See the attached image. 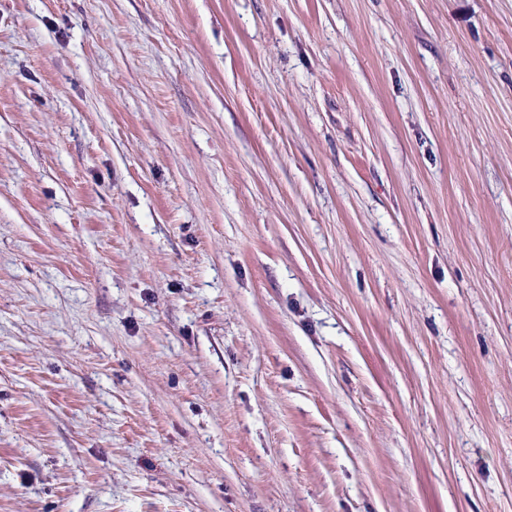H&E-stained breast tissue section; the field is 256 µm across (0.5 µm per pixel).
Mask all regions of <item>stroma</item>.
Here are the masks:
<instances>
[{"instance_id":"obj_1","label":"stroma","mask_w":512,"mask_h":512,"mask_svg":"<svg viewBox=\"0 0 512 512\" xmlns=\"http://www.w3.org/2000/svg\"><path fill=\"white\" fill-rule=\"evenodd\" d=\"M0 512H512V0H0Z\"/></svg>"}]
</instances>
